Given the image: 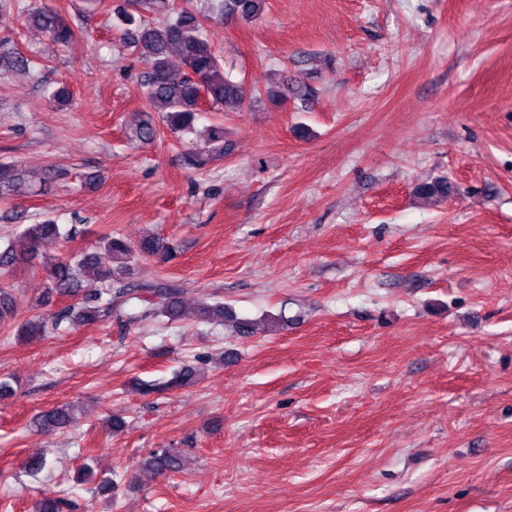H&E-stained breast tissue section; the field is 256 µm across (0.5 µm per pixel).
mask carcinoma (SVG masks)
Masks as SVG:
<instances>
[{
  "label": "carcinoma",
  "mask_w": 512,
  "mask_h": 512,
  "mask_svg": "<svg viewBox=\"0 0 512 512\" xmlns=\"http://www.w3.org/2000/svg\"><path fill=\"white\" fill-rule=\"evenodd\" d=\"M203 9L187 5L175 10L171 0H127V5L115 12L116 25L124 30L131 44L140 46L151 59V70L144 76L147 102L163 113V122L172 133H190L202 112L200 102L205 99L211 110H219L228 100L242 103L257 102L262 96L247 92L246 88L224 74L222 59L216 54L203 34L202 19L224 17L246 23L262 19L267 0H204ZM28 26L38 30L52 45L65 48L74 35L70 22L58 11L51 0H31L21 7ZM265 96L273 103L288 98V90L281 86L276 74L267 75ZM224 155V124H212L202 143L189 155V163L204 166L215 156ZM33 186L21 178V169L15 164H0V194L28 195ZM420 197L448 196V179L438 178L422 182L415 188ZM72 229L45 219L30 224L18 233L24 243L22 252L7 245L0 250V269L9 271L19 261L42 258L48 276L46 298L53 296L74 299L61 308L56 323L72 325L102 321L111 315L123 317L121 306L112 305L104 295L111 285L129 271L136 253L157 255L166 259L171 247L159 238H146L133 246L116 236L102 239L98 250L80 254H51L46 247L51 243L68 241ZM146 296H129L120 289L116 294L126 300L137 299L148 306L147 313L165 316L174 321L183 317L184 306L179 289L169 284L144 285ZM196 317L209 324L233 323L240 336L252 333V323L234 317L230 308L221 302L198 303ZM71 406L57 407L35 416L30 425L37 429L65 426L71 418ZM183 457L172 448L151 453L147 465L157 473L175 472L181 468Z\"/></svg>",
  "instance_id": "obj_1"
}]
</instances>
